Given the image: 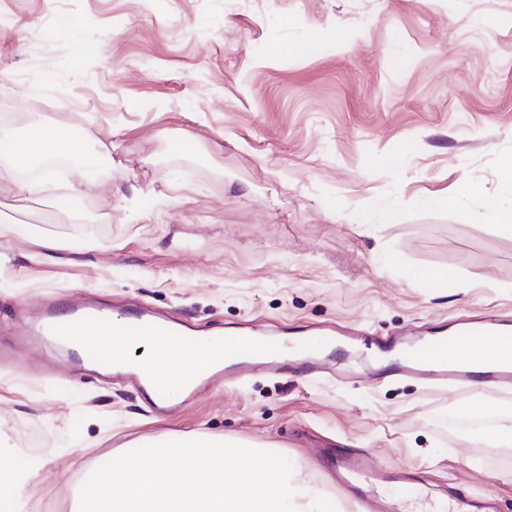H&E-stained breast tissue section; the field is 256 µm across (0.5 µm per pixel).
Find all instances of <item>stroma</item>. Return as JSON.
<instances>
[{
	"mask_svg": "<svg viewBox=\"0 0 512 512\" xmlns=\"http://www.w3.org/2000/svg\"><path fill=\"white\" fill-rule=\"evenodd\" d=\"M0 105L16 111L0 139L47 115L88 129L104 166L78 223V164L38 198L0 180V221L16 227L0 239V460L41 465L23 512H71L81 464L210 435L289 458L336 512L357 508L323 448L371 451L401 505L450 485L512 512V460L441 426L451 395L417 380L364 381L340 353L308 378L214 381L156 420L136 389L21 334L62 294L292 340L511 320L512 238L477 200L422 201L466 180L504 191L512 0H0ZM40 233L66 249L31 261ZM416 268L447 270V285ZM13 429L42 447H15Z\"/></svg>",
	"mask_w": 512,
	"mask_h": 512,
	"instance_id": "obj_1",
	"label": "stroma"
}]
</instances>
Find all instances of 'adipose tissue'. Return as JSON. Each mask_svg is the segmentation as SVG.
<instances>
[{"label":"adipose tissue","instance_id":"1","mask_svg":"<svg viewBox=\"0 0 512 512\" xmlns=\"http://www.w3.org/2000/svg\"><path fill=\"white\" fill-rule=\"evenodd\" d=\"M84 133L54 124L49 118L33 119L23 135L13 141V150L0 152V178L11 176L12 172L28 169L39 164L44 158L72 157L83 149ZM500 173L507 195H487L473 182L464 183L462 198H478L486 214L490 215L499 235L512 237V154L500 159ZM67 346L77 353L95 347L121 364L131 355H138L140 362L151 367L162 376L171 388H178L182 378L192 372H208L212 364L222 359L224 345L212 344L202 339L191 344H181L164 337H142L134 335L126 320L112 322L101 328L88 325L74 332Z\"/></svg>","mask_w":512,"mask_h":512}]
</instances>
